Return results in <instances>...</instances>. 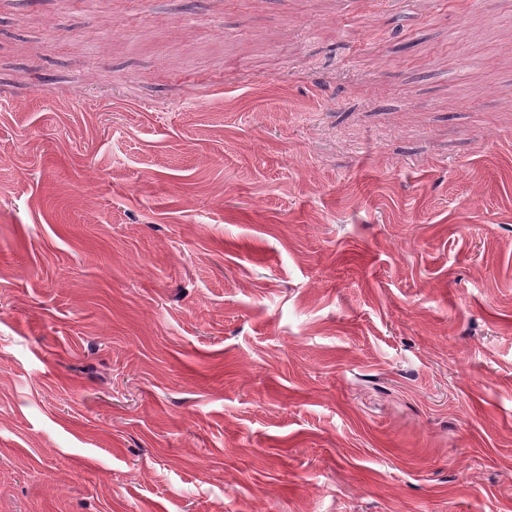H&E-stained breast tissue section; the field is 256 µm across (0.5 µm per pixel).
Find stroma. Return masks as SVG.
<instances>
[{
    "label": "stroma",
    "instance_id": "1",
    "mask_svg": "<svg viewBox=\"0 0 512 512\" xmlns=\"http://www.w3.org/2000/svg\"><path fill=\"white\" fill-rule=\"evenodd\" d=\"M0 0V512H512V0Z\"/></svg>",
    "mask_w": 512,
    "mask_h": 512
}]
</instances>
